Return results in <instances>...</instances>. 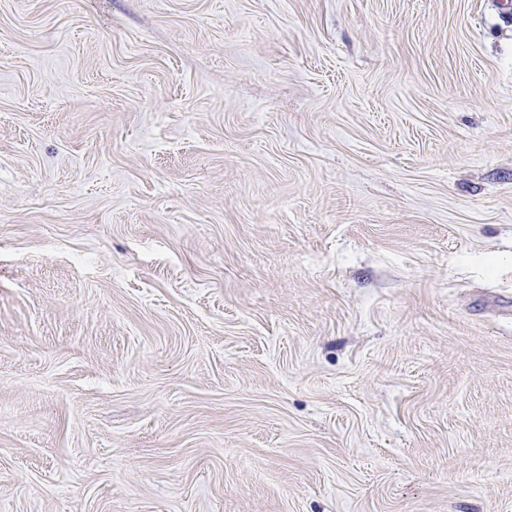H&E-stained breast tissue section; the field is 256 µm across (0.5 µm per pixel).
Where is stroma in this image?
Masks as SVG:
<instances>
[{
  "mask_svg": "<svg viewBox=\"0 0 512 512\" xmlns=\"http://www.w3.org/2000/svg\"><path fill=\"white\" fill-rule=\"evenodd\" d=\"M512 0H0V512H512Z\"/></svg>",
  "mask_w": 512,
  "mask_h": 512,
  "instance_id": "35a3bbf8",
  "label": "stroma"
}]
</instances>
